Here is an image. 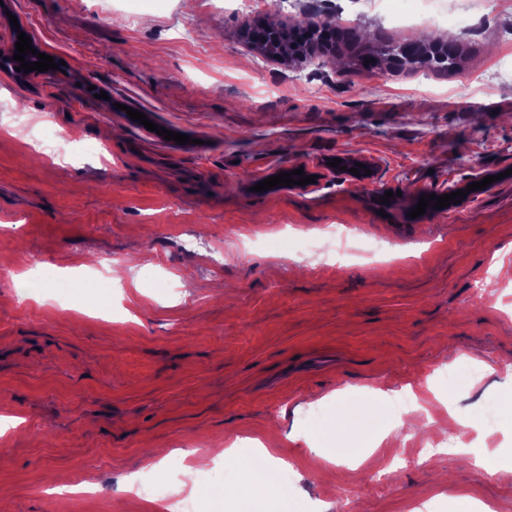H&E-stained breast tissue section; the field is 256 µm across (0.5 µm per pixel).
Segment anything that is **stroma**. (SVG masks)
Here are the masks:
<instances>
[{
  "label": "stroma",
  "mask_w": 512,
  "mask_h": 512,
  "mask_svg": "<svg viewBox=\"0 0 512 512\" xmlns=\"http://www.w3.org/2000/svg\"><path fill=\"white\" fill-rule=\"evenodd\" d=\"M256 17L360 38L283 62L250 43ZM18 25L65 68L23 82L0 71V416L20 420L0 436L7 512H102L110 494L117 512H163L168 496L127 495L126 477L157 482L152 457L179 475L180 450L233 441L223 495L188 480L197 512H338L347 496L357 512H512V374L500 371L512 363V83L487 77L512 63V7L455 31L450 70L360 67L362 52L423 32L358 0H298L290 13L263 0L253 15L232 0H7L0 50ZM16 112L80 157H41ZM339 155L375 160V179L255 190L278 168ZM474 170L497 180L411 217L421 194ZM333 222L388 254L298 258V227ZM192 234L222 265L182 253ZM95 266L114 274L110 297L65 292ZM409 387L427 418L391 411L386 393ZM399 422L407 440L391 434ZM476 435L493 454L485 468L418 450ZM258 441L289 466L274 502L239 496ZM57 475L99 494L55 498Z\"/></svg>",
  "instance_id": "1"
}]
</instances>
